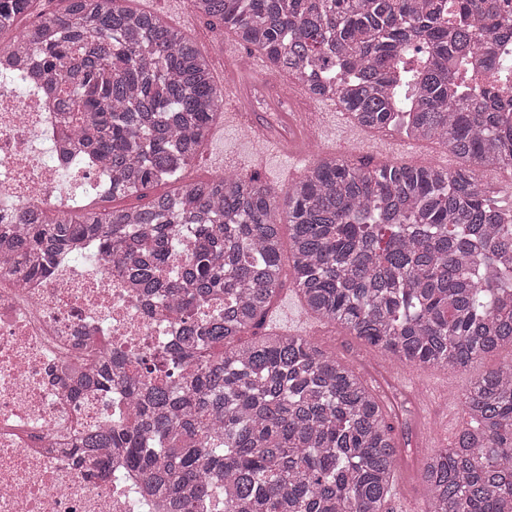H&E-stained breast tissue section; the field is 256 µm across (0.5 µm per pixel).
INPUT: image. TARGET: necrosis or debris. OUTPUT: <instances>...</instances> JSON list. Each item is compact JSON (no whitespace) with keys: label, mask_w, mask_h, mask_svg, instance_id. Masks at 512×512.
<instances>
[{"label":"necrosis or debris","mask_w":512,"mask_h":512,"mask_svg":"<svg viewBox=\"0 0 512 512\" xmlns=\"http://www.w3.org/2000/svg\"><path fill=\"white\" fill-rule=\"evenodd\" d=\"M60 134V108L40 80L0 83V224L109 184L100 166L72 167ZM147 303L145 288L89 244L24 280L0 268V512H139L142 482L122 455L102 472L77 465L68 446L74 432L111 419L118 391L76 399L60 375L90 340L154 369L176 328Z\"/></svg>","instance_id":"1"}]
</instances>
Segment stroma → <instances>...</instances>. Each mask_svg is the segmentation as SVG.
Masks as SVG:
<instances>
[{
  "label": "stroma",
  "instance_id": "obj_1",
  "mask_svg": "<svg viewBox=\"0 0 512 512\" xmlns=\"http://www.w3.org/2000/svg\"><path fill=\"white\" fill-rule=\"evenodd\" d=\"M134 8L158 12L173 24L186 28L191 35L206 33L201 46L210 57L218 79H225L228 67L248 55L246 45L236 44L235 39L223 29L211 28L207 17L198 13H185L182 0H134ZM317 112L325 113L327 130L320 136L314 151L318 154H338L352 160L364 161L371 166L384 163L418 166L428 159L447 160L445 149L435 142L409 143L402 129L362 130L361 138L352 141L344 138L343 129L348 124L346 113L326 112L323 103H316ZM264 147L255 141H245L231 127L216 126L209 135L192 174L207 178L231 169L257 178L260 182L284 189L301 178L305 165L294 164L287 155L268 156L263 169H256L255 159ZM269 327H279L303 336H317L320 324L307 315L292 284H284L265 318ZM327 348L343 362L354 366L364 379H372L370 362L379 360V353L358 343L343 329L333 330L326 338ZM512 362V350L504 348L497 353L479 358L467 367L454 370L424 369L422 390H413L403 372H396V395L407 397L416 392L418 405L411 408L410 428L396 427L399 439L408 446L404 453L405 472L395 498L400 503L398 512H424V488L416 479L415 471L425 451L417 445L419 419L429 420L436 432V447H450L459 429L467 422L468 415L462 402L464 391L471 382L487 370Z\"/></svg>",
  "mask_w": 512,
  "mask_h": 512
}]
</instances>
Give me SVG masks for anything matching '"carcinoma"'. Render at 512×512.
I'll list each match as a JSON object with an SVG mask.
<instances>
[{
    "instance_id": "carcinoma-1",
    "label": "carcinoma",
    "mask_w": 512,
    "mask_h": 512,
    "mask_svg": "<svg viewBox=\"0 0 512 512\" xmlns=\"http://www.w3.org/2000/svg\"><path fill=\"white\" fill-rule=\"evenodd\" d=\"M129 0H59L9 46L61 97L72 162L97 158L112 197L143 205L22 214L0 224V263L27 278L80 242L166 297L182 321L163 378L88 349L68 387L117 384L127 416L75 442L104 468L122 449L175 512H384L403 450L393 404L318 339L258 336L291 279L305 309L399 364L458 369L512 347V209L474 167L512 170V12L498 0H191L364 129H404L457 161L371 168L318 156L285 192L236 172L190 177L224 119V86L197 41ZM32 0H0V33ZM504 43L485 51V39ZM481 57L497 85L465 75ZM195 238L180 281L161 276L177 225ZM469 422L423 464L425 512L512 504V363L463 394Z\"/></svg>"
}]
</instances>
